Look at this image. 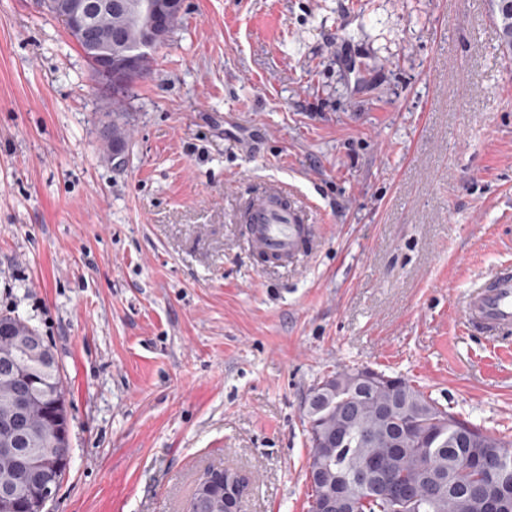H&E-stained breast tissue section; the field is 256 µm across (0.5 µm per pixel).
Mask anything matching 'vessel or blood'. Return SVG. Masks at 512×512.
Returning <instances> with one entry per match:
<instances>
[{
    "label": "vessel or blood",
    "instance_id": "vessel-or-blood-1",
    "mask_svg": "<svg viewBox=\"0 0 512 512\" xmlns=\"http://www.w3.org/2000/svg\"><path fill=\"white\" fill-rule=\"evenodd\" d=\"M242 222L249 248L270 259L291 263L315 248L307 209L297 205L277 181H266L245 201ZM462 313L470 329L484 330L489 336L511 329L512 270L496 272L471 287Z\"/></svg>",
    "mask_w": 512,
    "mask_h": 512
}]
</instances>
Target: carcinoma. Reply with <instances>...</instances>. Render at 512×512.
<instances>
[{
	"label": "carcinoma",
	"instance_id": "carcinoma-1",
	"mask_svg": "<svg viewBox=\"0 0 512 512\" xmlns=\"http://www.w3.org/2000/svg\"><path fill=\"white\" fill-rule=\"evenodd\" d=\"M154 0H112L90 18L97 43H112V61L135 58L138 68L124 83L112 86L119 94L146 78L154 63V50L144 49L150 16L144 6ZM503 55L512 56V5L493 0ZM178 9L163 16L162 41L181 25ZM107 153L126 143L124 126L112 120ZM0 349L10 352L0 361V437L13 416L16 395L28 406L16 434V451L0 454V485L43 482L52 474L42 461L66 450L55 431L68 428L57 360L47 364L14 341L11 331L19 321L0 315ZM306 417L320 438L310 437L307 466L320 469L323 479L312 485V502L341 488L360 512H512V440L483 433L442 408L434 399L402 377L371 368L343 369L322 380L315 400L306 401ZM341 433L344 439L332 438ZM481 457L483 470L466 467L468 456ZM377 461L381 470L371 485L355 477L360 466ZM403 483L415 500L386 498L376 488Z\"/></svg>",
	"mask_w": 512,
	"mask_h": 512
}]
</instances>
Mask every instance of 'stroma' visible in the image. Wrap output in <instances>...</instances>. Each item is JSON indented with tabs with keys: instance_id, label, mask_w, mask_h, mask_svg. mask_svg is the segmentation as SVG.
<instances>
[{
	"instance_id": "35a3bbf8",
	"label": "stroma",
	"mask_w": 512,
	"mask_h": 512,
	"mask_svg": "<svg viewBox=\"0 0 512 512\" xmlns=\"http://www.w3.org/2000/svg\"><path fill=\"white\" fill-rule=\"evenodd\" d=\"M42 0H0V313L53 350L71 462L47 512H184L209 468L238 512H309L304 401L400 376L512 440V332L466 289L512 264V60L491 0H184L125 93ZM320 247L257 263L263 179ZM112 106H113V109H112L113 119H112V123H110L108 125V127L110 129V136L106 143L107 153L111 156H112V151L121 150L122 146H124L126 143V131L124 129V126H122L120 123H118L117 119H114V115H115V117H117L120 114L119 112H115V111H118L120 108V100L117 98H114L112 100Z\"/></svg>"
}]
</instances>
